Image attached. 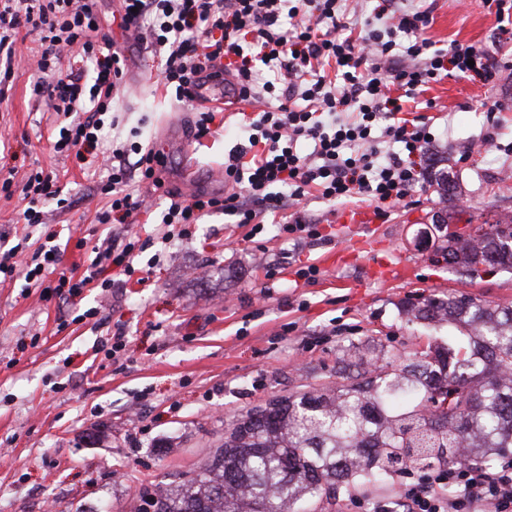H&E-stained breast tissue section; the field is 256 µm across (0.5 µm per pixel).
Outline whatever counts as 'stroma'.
I'll use <instances>...</instances> for the list:
<instances>
[{
	"mask_svg": "<svg viewBox=\"0 0 512 512\" xmlns=\"http://www.w3.org/2000/svg\"><path fill=\"white\" fill-rule=\"evenodd\" d=\"M430 9L426 36L482 46L512 60L498 44L483 0H412ZM126 87L105 128L113 138L159 152L166 187L183 186L194 169L197 192L224 190V162L242 144L234 111L215 118L195 139L197 116L161 83L135 39L124 41ZM34 65L15 72L0 103V170L24 176L56 170L65 207L47 203V221L23 223L20 196L0 198V248L22 244L33 253L53 237L63 246L61 270L82 275L92 249L121 224H99L105 205L94 186L105 172L76 157L58 156L49 142L55 114L31 96ZM507 104L498 115L502 143L512 142V67L494 85L465 78L430 83L405 112L432 117L435 140L421 160L423 188L388 217L355 225L367 202L334 206L310 197L294 211L319 223L321 241L293 251L280 225L250 237V225L223 214L203 218L190 238L155 244L139 254L145 281L73 297L44 296L23 272L0 282V512H132L138 493L176 483L197 471L224 441L227 424L269 399L335 385L336 361L349 344L372 343L405 358L456 335V325L409 320L406 301L463 293L494 307H512V270L489 268L471 277L449 267L438 221L492 224L512 217V154L486 153L484 102ZM468 162H461L462 154ZM316 264L314 280L297 279L299 264ZM408 265V279L384 268ZM274 277H267V270ZM122 331L119 361L109 352ZM410 480L337 489L311 512H367L370 499L391 498Z\"/></svg>",
	"mask_w": 512,
	"mask_h": 512,
	"instance_id": "35a3bbf8",
	"label": "stroma"
}]
</instances>
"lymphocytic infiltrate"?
I'll return each instance as SVG.
<instances>
[{"mask_svg": "<svg viewBox=\"0 0 512 512\" xmlns=\"http://www.w3.org/2000/svg\"><path fill=\"white\" fill-rule=\"evenodd\" d=\"M97 2L0 0V102L22 61L17 35L27 31L38 44L41 73L32 96L70 117L52 141L59 154L95 153L123 87L125 57L102 25ZM118 14L120 29L157 54L164 84L177 98L196 100L205 72L218 85L232 75L242 101L276 102L244 118L245 142L224 164L223 194L168 192L161 222L169 241L187 237L190 225L214 213L259 232L266 215L287 212V199L312 195L333 204L360 197L385 214L421 188L419 160L431 144V118L403 117L404 102L445 77L488 85L497 75L486 50L457 40L436 47L425 36L429 11L396 10L392 0H380L354 35L343 0H119ZM302 142L309 153L299 150ZM160 163L159 153L136 141L102 158L107 176L97 190L107 205L98 223L125 224L149 211L153 202L136 185H160ZM22 193L23 221L37 225L43 204L59 199L61 189L40 170L27 177ZM147 246L136 235L106 237L82 277L60 276L57 286L74 296L97 282L122 287ZM19 251L15 245L0 252V277H13L21 264L28 285L43 287L59 263L58 245L44 242L23 262ZM111 268L116 276H108ZM453 478L461 491L451 496L445 485ZM372 512H512V458L438 473Z\"/></svg>", "mask_w": 512, "mask_h": 512, "instance_id": "f902f5d3", "label": "lymphocytic infiltrate"}]
</instances>
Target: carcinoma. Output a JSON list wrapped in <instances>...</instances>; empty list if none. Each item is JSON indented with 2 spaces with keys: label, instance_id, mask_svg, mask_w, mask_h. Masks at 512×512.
<instances>
[{
  "label": "carcinoma",
  "instance_id": "carcinoma-1",
  "mask_svg": "<svg viewBox=\"0 0 512 512\" xmlns=\"http://www.w3.org/2000/svg\"><path fill=\"white\" fill-rule=\"evenodd\" d=\"M445 251L448 263L470 274L486 263L512 268V217L478 239H448ZM405 310L417 320L448 318L468 335L394 369L383 349L355 376L354 362L338 359L345 383L281 396L233 420L196 474L141 492L136 512H295L338 484L463 465L480 448L509 452L512 308L450 293ZM442 389L446 406L427 414Z\"/></svg>",
  "mask_w": 512,
  "mask_h": 512
}]
</instances>
